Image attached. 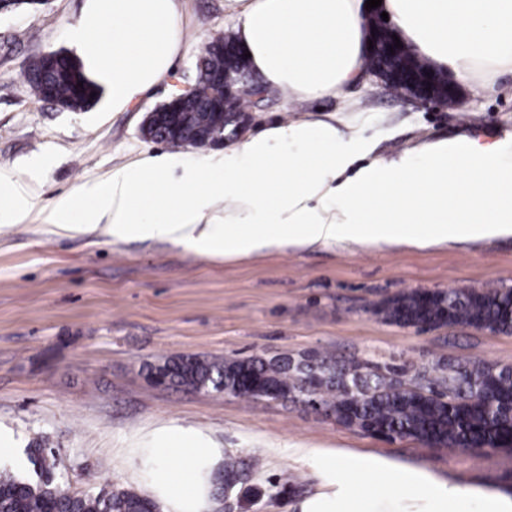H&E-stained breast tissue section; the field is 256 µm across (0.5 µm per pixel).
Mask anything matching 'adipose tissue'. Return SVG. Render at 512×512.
Returning a JSON list of instances; mask_svg holds the SVG:
<instances>
[{
    "instance_id": "obj_1",
    "label": "adipose tissue",
    "mask_w": 512,
    "mask_h": 512,
    "mask_svg": "<svg viewBox=\"0 0 512 512\" xmlns=\"http://www.w3.org/2000/svg\"><path fill=\"white\" fill-rule=\"evenodd\" d=\"M366 0H228L234 41L251 72L293 107L338 97L361 111L370 38ZM393 31L433 70L476 94L512 73V0H382ZM68 36L85 76L121 108L172 68L177 0H85ZM363 135L325 122L286 123L224 153V176L162 154L113 171L62 199L65 232L106 226L118 240L157 239L202 256H244L313 244L422 245L512 236V134L491 145L429 141L398 159H371ZM225 199L215 217L216 199ZM221 449L198 432L167 431L141 455L161 512H210ZM319 491L299 512H512V496L465 488L384 458L307 448Z\"/></svg>"
}]
</instances>
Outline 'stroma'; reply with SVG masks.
<instances>
[{
    "label": "stroma",
    "mask_w": 512,
    "mask_h": 512,
    "mask_svg": "<svg viewBox=\"0 0 512 512\" xmlns=\"http://www.w3.org/2000/svg\"><path fill=\"white\" fill-rule=\"evenodd\" d=\"M82 4L44 0L0 14V176L21 184L34 203L24 222L0 224V427L23 449L49 443L77 495L104 486L145 493L131 459L170 428L199 432L211 447L253 463L252 493L232 496L234 512H295L318 491L299 448L379 455L512 495V450L453 454L377 437L300 404L149 382V367L176 355L298 360L327 352L410 378L473 361L512 367V335L423 330L366 310L401 291L512 287V237L424 248L318 244L224 258L154 239L117 240L102 226L58 231L52 213L61 198L167 152L142 135L147 113L193 83L209 41L232 34L225 0H179L182 45L164 79L119 110L106 95L84 111L58 109L33 94L24 74L44 53L72 52L66 29ZM355 94L362 111H338L332 98L302 116L271 94L247 133L301 117L357 124L374 137V157L390 160L424 141L492 142L512 131L511 74L495 92L465 94L461 109L422 107L372 79Z\"/></svg>",
    "instance_id": "stroma-1"
}]
</instances>
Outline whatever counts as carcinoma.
<instances>
[{
  "label": "carcinoma",
  "mask_w": 512,
  "mask_h": 512,
  "mask_svg": "<svg viewBox=\"0 0 512 512\" xmlns=\"http://www.w3.org/2000/svg\"><path fill=\"white\" fill-rule=\"evenodd\" d=\"M229 65L245 72L244 63L224 62L211 49L198 70L191 112H207L224 99V86L212 74ZM34 94L71 111L85 110L102 96L87 80L80 65L63 52L35 59L25 75ZM83 86H78V83ZM160 126L148 138L173 148L197 149L208 142L187 129L177 137L163 135ZM376 317L419 329L471 327L512 334V287L466 291L411 290L384 299L372 307ZM393 369L357 361H339L328 353L313 352L299 361L286 359H199L179 355L150 370L157 383L196 390L227 391L244 399L292 400L312 393L321 408L350 426L374 427L399 438L434 443L450 451L512 447V368L474 363L448 368V374L428 380L427 393L409 389L391 376ZM34 476L20 477L0 469V512H158L151 499L130 490L102 489L78 496L65 488L55 456L39 443L29 450ZM254 464L237 457L224 458V471L214 478V495L236 487Z\"/></svg>",
  "instance_id": "cac0c4a2"
}]
</instances>
